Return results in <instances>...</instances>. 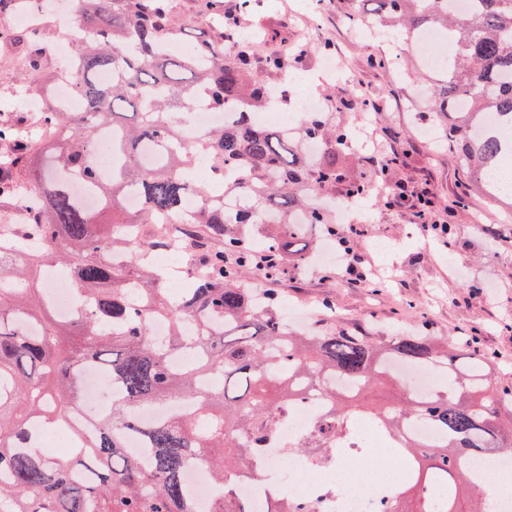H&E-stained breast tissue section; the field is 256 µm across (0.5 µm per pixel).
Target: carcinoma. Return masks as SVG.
I'll return each mask as SVG.
<instances>
[{"instance_id":"obj_1","label":"carcinoma","mask_w":512,"mask_h":512,"mask_svg":"<svg viewBox=\"0 0 512 512\" xmlns=\"http://www.w3.org/2000/svg\"><path fill=\"white\" fill-rule=\"evenodd\" d=\"M77 21L94 39L78 44L72 84L86 108L43 109V123L58 127L50 162H32L35 142L0 122V142L15 160L0 175V198L14 197L19 172L31 198L9 253L0 251V512H196L186 469L202 466L221 489L210 512H316L313 503L271 494L264 510L243 496L245 478L260 474L259 451L276 434L288 409L318 391L327 411L296 451L334 450L371 420L400 437L410 467L392 495L372 512H484L482 483L463 460L486 448L512 447V387L492 383L490 364L460 346L421 333L367 336L318 321L304 334L282 318L275 290L246 288L254 275L273 280L292 255L304 261L317 238H333L330 209L312 203L343 178L347 131L322 112L298 127L255 121L273 108L270 77L286 67L270 57L253 68L254 43L225 47L199 36L191 51H160L177 34L170 0H74ZM350 22L374 24L419 40L438 29L454 46L439 67L424 66L433 85L429 111L446 121L445 139L460 167L499 200H512L490 179L512 155V0H472L460 15L454 0H372L373 13L351 0ZM112 72L103 84L97 75ZM236 119L196 140L183 129L198 99ZM134 119L126 121V111ZM112 129L117 158L112 179L96 166L93 140ZM79 179L103 202L119 232L97 231L94 214L73 197ZM141 205L130 211L126 197ZM200 207L183 247L205 274L189 278L179 305L164 295L166 270L147 260L121 264L111 255L143 254L154 244L130 229L181 218L185 198ZM245 205L226 218L224 200ZM284 231L253 241L260 214ZM72 270L76 291L91 306L59 317L34 274L48 266ZM168 321L156 337L152 322ZM436 368L449 386L418 399L391 369ZM94 368L112 379V408L100 417L72 456L56 458L38 445L75 410L82 375ZM398 382V394L368 407L377 385ZM356 386L352 393L336 382ZM177 402L188 410L144 421L142 409ZM425 421L438 436L424 442L405 433ZM130 434L148 448L145 459L126 450Z\"/></svg>"}]
</instances>
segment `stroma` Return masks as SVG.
Wrapping results in <instances>:
<instances>
[{
	"label": "stroma",
	"mask_w": 512,
	"mask_h": 512,
	"mask_svg": "<svg viewBox=\"0 0 512 512\" xmlns=\"http://www.w3.org/2000/svg\"><path fill=\"white\" fill-rule=\"evenodd\" d=\"M306 4L307 0H255L248 18L263 36L256 68H263L267 56L282 48L308 49L289 67L303 78L290 96L294 122L305 117L300 109L302 96L330 98L336 124L355 133L348 149L350 178L370 177L368 142L385 127L398 132L401 140L400 161L389 167L386 181H427L439 207H448L456 199L462 205L452 220L450 238L444 239L425 234L420 225L410 223L403 209L388 207L377 196L363 200L349 219L356 228L352 243L366 252L368 270H395L398 281L385 283L373 277L366 285L354 287L336 265L321 264L312 273L291 258L275 282L283 308L322 309L337 321L364 327L375 336L428 326L431 335L473 342L480 354L493 360V382L512 387V222L503 206L481 188H467L453 149L435 147L434 140L442 132L434 113L420 106L427 91L404 76L415 45L400 35L386 39L357 34L346 17L345 0H321L315 22L305 16ZM45 21L36 38L23 26L10 24L13 39L0 44V119H17L21 135L28 139L38 136L28 121L32 96L13 70L11 57H39L40 68L32 73V83L47 86L55 80L56 64L49 48L59 33L53 16ZM329 53L345 60V74L340 80L324 82L320 60ZM375 101L385 103V111H373ZM484 223L494 225L495 236L481 231Z\"/></svg>",
	"instance_id": "35a3bbf8"
}]
</instances>
